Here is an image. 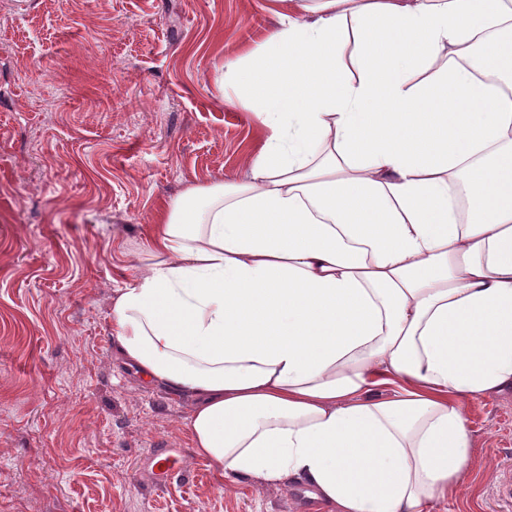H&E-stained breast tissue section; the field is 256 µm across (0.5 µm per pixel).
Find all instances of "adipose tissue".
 Listing matches in <instances>:
<instances>
[{
    "label": "adipose tissue",
    "mask_w": 512,
    "mask_h": 512,
    "mask_svg": "<svg viewBox=\"0 0 512 512\" xmlns=\"http://www.w3.org/2000/svg\"><path fill=\"white\" fill-rule=\"evenodd\" d=\"M282 2L224 64L248 171L160 206L116 354L224 476L435 512L512 393V0Z\"/></svg>",
    "instance_id": "adipose-tissue-1"
}]
</instances>
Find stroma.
<instances>
[{
	"mask_svg": "<svg viewBox=\"0 0 512 512\" xmlns=\"http://www.w3.org/2000/svg\"><path fill=\"white\" fill-rule=\"evenodd\" d=\"M278 8L0 0V512H302L199 458L190 399L122 365L110 327L159 204L244 175L262 132L225 104L224 59ZM469 420L471 489L435 512H498L512 482V394Z\"/></svg>",
	"mask_w": 512,
	"mask_h": 512,
	"instance_id": "35a3bbf8",
	"label": "stroma"
}]
</instances>
